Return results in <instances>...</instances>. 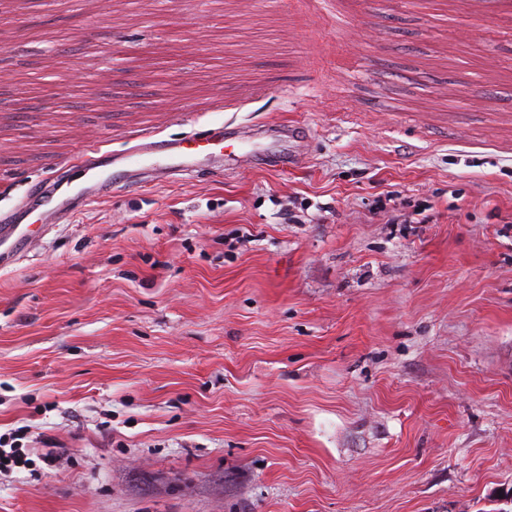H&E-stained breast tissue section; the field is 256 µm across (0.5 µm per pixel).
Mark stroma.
I'll use <instances>...</instances> for the list:
<instances>
[{"label":"stroma","instance_id":"stroma-1","mask_svg":"<svg viewBox=\"0 0 512 512\" xmlns=\"http://www.w3.org/2000/svg\"><path fill=\"white\" fill-rule=\"evenodd\" d=\"M219 125L0 270V512H512V0H0V208ZM30 428L29 425H23L0 434V470L32 466L34 461L29 457V450L22 442L30 433ZM3 459H6V462H3Z\"/></svg>","mask_w":512,"mask_h":512}]
</instances>
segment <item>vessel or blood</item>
Masks as SVG:
<instances>
[{
    "label": "vessel or blood",
    "mask_w": 512,
    "mask_h": 512,
    "mask_svg": "<svg viewBox=\"0 0 512 512\" xmlns=\"http://www.w3.org/2000/svg\"><path fill=\"white\" fill-rule=\"evenodd\" d=\"M242 139L240 132L216 127L184 139L146 138L122 154L97 156L92 147L82 146L77 159L85 166V186L66 195L50 189L38 198L21 200L11 211L0 215V269L14 265L53 225L62 223L72 212L93 201L99 190L109 184L108 167H125L137 179L167 178L195 170L222 153L225 144Z\"/></svg>",
    "instance_id": "1"
}]
</instances>
